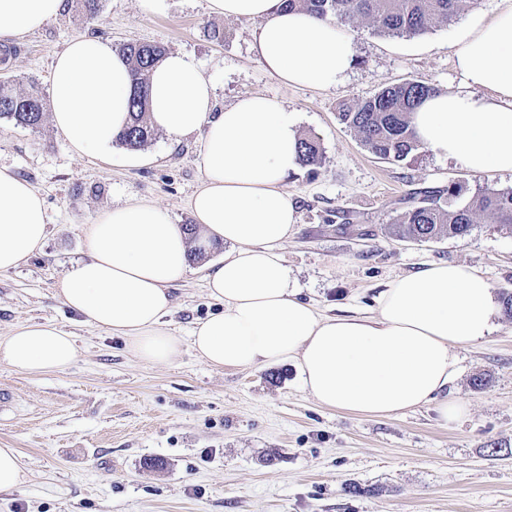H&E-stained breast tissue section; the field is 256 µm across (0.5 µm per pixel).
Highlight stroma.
Here are the masks:
<instances>
[{
	"instance_id": "1",
	"label": "stroma",
	"mask_w": 512,
	"mask_h": 512,
	"mask_svg": "<svg viewBox=\"0 0 512 512\" xmlns=\"http://www.w3.org/2000/svg\"><path fill=\"white\" fill-rule=\"evenodd\" d=\"M494 6L475 0L416 36L356 23L353 68L336 86L313 90L263 69L253 49L259 21L210 14L207 0H167L161 12L142 0H101L97 19L67 7L18 38L21 52L0 65V78L49 91L55 55L78 35L185 53L215 82L217 107L274 96L296 116L300 136L319 139L321 166L297 167L285 183L299 221L275 250L320 313H374L391 280L435 262L473 266L503 295L512 292V234L482 217L467 237L413 243L396 238L394 225L412 193L438 190L456 206L512 187V174H474L424 147L386 162L339 119L342 107L409 79L456 90L457 45ZM199 148V136L176 143L160 131L142 149L146 162L134 163L117 143L106 156L77 154L51 122L31 130L0 119V168L36 188L50 219L42 250L0 272V336L51 323L78 348L59 372L0 365V391L12 396L0 405V448L17 449L27 471L18 488L0 491V512H512L511 316H500L487 341L461 350L452 393L466 412L444 426L431 405L380 418L322 407L289 362L207 364L191 348V330L221 306L197 271L171 289L167 322L182 350L169 363L141 361L56 298L57 280L86 258L84 229L101 212L139 199L173 223H191Z\"/></svg>"
}]
</instances>
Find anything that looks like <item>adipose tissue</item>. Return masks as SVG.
<instances>
[{"label": "adipose tissue", "instance_id": "ef3b65f1", "mask_svg": "<svg viewBox=\"0 0 512 512\" xmlns=\"http://www.w3.org/2000/svg\"><path fill=\"white\" fill-rule=\"evenodd\" d=\"M64 0H0V41L43 27ZM211 13L257 19L255 50L282 81L323 90L341 82L354 59L342 26L282 0H208ZM461 89L429 96L410 114L419 142L476 174L512 173V0L466 34L454 53ZM48 106L57 131L79 154L107 153L129 118L131 65L104 39L77 36L57 55ZM215 87L188 55L173 52L149 84L152 126L173 141L200 137L201 182L189 210L202 240L225 245L203 280L222 312L198 320L196 355L216 368L293 363L320 405L368 416L435 405L440 421L464 411L449 399L460 349L497 328L500 303L474 267L435 263L389 282L372 316H325L301 300L274 251L297 226L284 183L297 161V122L276 98L249 95L215 111ZM41 195L0 168V272L18 268L45 241ZM88 256L55 284L64 306L86 324L122 338L147 363H168L182 343L165 327L171 287L190 271V240L167 212L130 201L85 229ZM77 356L73 336L30 322L0 338V364L28 373L60 371Z\"/></svg>", "mask_w": 512, "mask_h": 512}]
</instances>
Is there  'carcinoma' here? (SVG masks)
<instances>
[{
  "label": "carcinoma",
  "instance_id": "carcinoma-1",
  "mask_svg": "<svg viewBox=\"0 0 512 512\" xmlns=\"http://www.w3.org/2000/svg\"><path fill=\"white\" fill-rule=\"evenodd\" d=\"M474 0H283L289 9L299 8L341 25L367 21L388 36H414L435 24L446 23ZM120 52L131 64L135 94L130 121L116 142L129 149L147 145L155 136L147 115V88L153 68L165 56L156 43L126 42ZM435 90L409 80L385 87L377 93L342 109L340 120L357 136L372 155L388 162H403L421 144L409 124V114ZM48 111L47 101L36 84L18 90L10 81L0 82V118L32 130L38 128ZM323 151L314 137L300 139L298 163L303 167L321 165ZM441 196L426 195L396 220L400 239L431 241L446 236L462 238L471 234L480 216L492 218L500 229L512 233V188L485 191L455 207L440 204Z\"/></svg>",
  "mask_w": 512,
  "mask_h": 512
}]
</instances>
